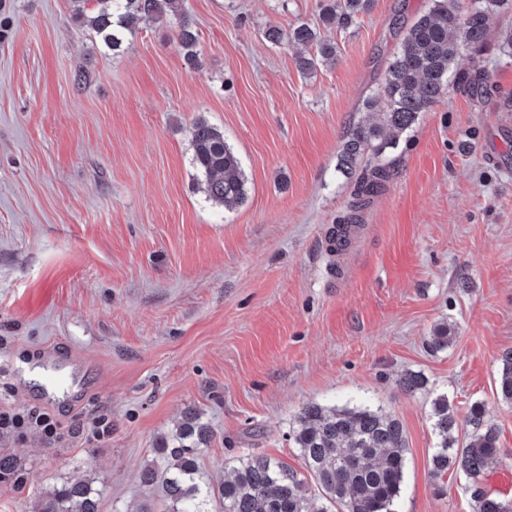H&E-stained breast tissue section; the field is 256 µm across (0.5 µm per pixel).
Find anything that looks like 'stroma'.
Here are the masks:
<instances>
[{"label":"stroma","mask_w":512,"mask_h":512,"mask_svg":"<svg viewBox=\"0 0 512 512\" xmlns=\"http://www.w3.org/2000/svg\"><path fill=\"white\" fill-rule=\"evenodd\" d=\"M323 0H183V18L140 24L119 50L72 0H0V406L50 412L57 434L0 435L22 464L0 481V512H31L66 482L99 478L98 512H166L145 490L157 439L184 413L213 437L200 460L205 512L248 456L283 463L314 488L290 438L308 403L397 418L407 453L396 512H469V481L431 474L432 403L448 398L468 442L473 404L499 431L482 476L512 500V407L497 395L512 350V57L494 19L488 92L451 89L385 155L393 175L338 252L331 230L353 185L341 142L367 119L393 54L432 0H374L329 30L334 63L301 74L264 32L318 23ZM187 20L200 65L174 33ZM218 127L241 161L246 202L201 191L192 126ZM454 339L433 349L435 328ZM72 360L76 402L36 395L16 369ZM415 372L423 387L404 393ZM106 415L111 429L93 422Z\"/></svg>","instance_id":"stroma-1"}]
</instances>
